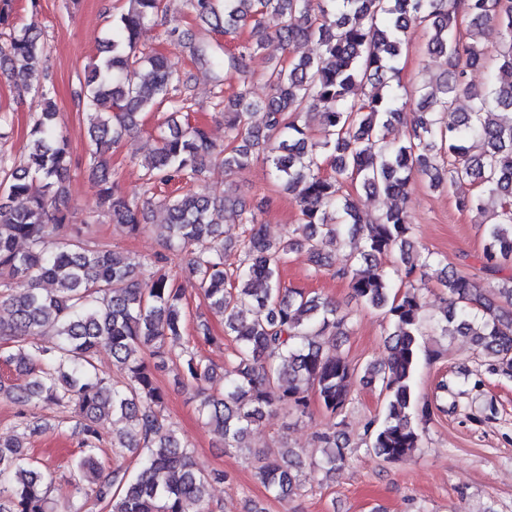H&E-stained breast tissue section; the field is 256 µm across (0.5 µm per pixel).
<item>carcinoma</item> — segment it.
Instances as JSON below:
<instances>
[{
  "instance_id": "1",
  "label": "carcinoma",
  "mask_w": 512,
  "mask_h": 512,
  "mask_svg": "<svg viewBox=\"0 0 512 512\" xmlns=\"http://www.w3.org/2000/svg\"><path fill=\"white\" fill-rule=\"evenodd\" d=\"M126 2L83 83L99 207L130 235L147 228L139 216L160 207L167 213L168 251L208 242L191 253L190 265L204 301L224 318V335H215L203 318L192 336L184 335V291L168 256L133 263L106 244L91 245L64 231L72 158L49 92H41L23 157L10 165L0 156V284L20 287L15 294L0 292V307L10 311L9 319H0V350L5 362L29 376L11 392L22 433L0 440V512H82L72 505L55 510L39 462L25 451L27 438L44 429L28 417L29 408L40 404L73 407L83 447L72 465L77 490L95 485L96 499L107 502L109 512H213L208 487L224 473L198 468L193 451L161 413L164 391L155 371L169 360L179 362L182 383L196 391L203 424L228 449L245 447L268 410L305 416L308 394L315 392L330 431L318 436L320 456L310 466L327 474L342 469L351 453L334 432L352 400L348 381L357 375L376 383L385 407L379 423L368 424L370 448L386 462L406 460L421 444L415 412L423 419L433 414L430 403L418 408L413 398L425 318L411 279L436 262L411 241L408 185L420 175L433 188L480 187L457 195L456 207L483 217L482 270L497 273L512 264V0H186L195 18L216 32L250 27L234 51L184 35L190 57L213 73L216 87L238 83L232 95L219 96L230 141L222 148L206 127L174 119L191 96V78L181 77L162 54L137 51L162 0ZM269 14L280 17L273 32L265 25ZM461 14L468 22L465 38L458 33ZM416 24L427 29L426 52L444 70L413 108L409 139L396 144L387 132L404 112L399 87L388 79ZM311 39L321 46L320 56L288 64L272 57L270 96L251 95L247 61L253 55L273 43L284 49ZM44 50L42 33L10 29L0 44V73L28 87L47 81L39 68ZM492 52L494 74L486 85H474L470 72L485 66ZM462 98L465 112L456 107ZM164 105L173 113L157 125L146 182L130 198L116 195L107 151L143 113ZM305 115L318 118L321 140H310ZM257 151L266 153L275 181L299 206L301 223L277 240L258 220L260 205L218 202L193 190L156 199L158 185L201 183L213 159L228 173L240 171ZM320 155L333 174L321 173ZM37 179L41 188L35 191ZM349 180L393 199L394 206L376 218L363 215L343 194ZM224 222L246 226L244 259L228 271L219 230ZM349 237L360 244L357 262L336 275L348 279L354 298L383 311L390 350L387 363L360 369L332 353L347 335L336 303L285 287L280 279L293 251L303 248L318 268H329L326 249ZM394 252L396 264L384 269L381 260ZM440 284L449 296L445 321L496 358L493 370L511 376L512 276L487 293L453 269ZM49 331L56 342L37 341ZM226 337L235 343L232 369L220 376L201 347H221ZM102 350L117 371L108 381L94 365ZM110 416L126 423L112 447L139 457L140 466L132 474L115 463L108 481L98 485L99 423ZM252 466L273 496L286 501L300 490L304 463L293 450L257 457Z\"/></svg>"
}]
</instances>
